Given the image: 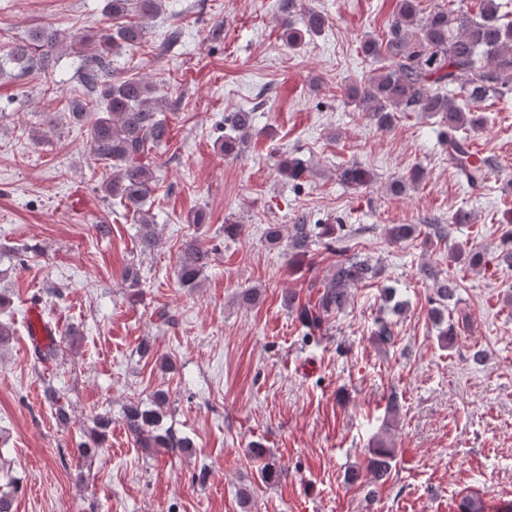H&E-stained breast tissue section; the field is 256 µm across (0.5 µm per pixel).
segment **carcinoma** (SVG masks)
Segmentation results:
<instances>
[{"label": "carcinoma", "mask_w": 512, "mask_h": 512, "mask_svg": "<svg viewBox=\"0 0 512 512\" xmlns=\"http://www.w3.org/2000/svg\"><path fill=\"white\" fill-rule=\"evenodd\" d=\"M420 0H398L397 16L386 36L367 38L361 45L365 56L386 60L388 65L371 71L363 80L347 89V96L355 106L369 115L380 130L389 129L398 112H422L448 124V131L460 129L474 132L482 129L487 116L477 103L489 92L504 94L512 90V22H504L498 0H480L479 12L471 17L451 6H436L428 14L420 9ZM112 19L118 24L98 37L99 49L85 58L80 83L87 96L72 104L71 117L81 122L94 115L89 127L88 146L91 156L109 165L112 175L100 185L104 198L112 199L138 216L140 240L149 247L156 240V229L148 219L145 206L154 192V176L147 158L152 151L169 142V124L165 116L166 98L157 95L156 86L139 76L112 79L110 55L112 50L139 42L145 35L144 23L155 18L162 10L163 0H108ZM327 23L318 11L308 12L305 32L285 24L283 38L290 47L297 46L303 35L320 34ZM76 44L83 37L66 36L50 24L30 29L27 36L0 56V72L10 64L25 71L45 72L55 60L66 40ZM468 77L470 89L468 103L457 102L447 89L456 85L461 77ZM254 113L232 112L227 117V132L222 136L220 149L224 155H238L256 129ZM448 166L470 187H481L487 181V170L492 166L488 157L478 161L470 151L465 138L448 141ZM281 174L292 179L302 172L300 160L284 158L278 163ZM340 179L350 186L369 182L366 169L354 164L341 169ZM342 224H311L300 215L288 225L287 248L290 260L300 261L309 255L311 246L326 239L335 242L336 232ZM413 224H394L387 228L393 242L415 236ZM336 260L330 274L321 280L312 279L308 287L316 290L314 300H302L290 291L284 303L294 311L305 329V335L323 333L328 319L340 313L349 300V289L377 278L382 268L368 257L349 253V247L337 249ZM448 257L457 263L478 267L485 262V254L463 250L457 246ZM209 262V250L195 238L187 241L178 261L179 282L190 288L198 285L199 277ZM423 278L432 283L437 306L431 309L434 320L444 325L448 300L459 289L458 280L444 275L433 266L421 267ZM374 339L381 347L395 343L392 323L379 319ZM71 333L49 336L43 344L34 346L35 362L53 363L62 353V345ZM45 399L54 409L57 421L67 423L70 416L59 392L52 387L45 390ZM167 396L162 390L155 393L154 407H143L130 399L123 408V422L129 435L141 448L163 449L175 454H187L194 445L172 428H163V408ZM96 447L77 449L78 457L85 460L99 452V447L112 425L107 413L95 415ZM394 460V448L386 436L374 438L368 448L366 469L376 481L389 478Z\"/></svg>", "instance_id": "carcinoma-1"}]
</instances>
